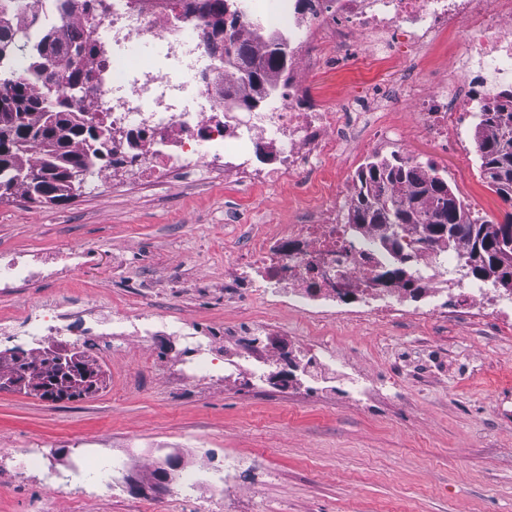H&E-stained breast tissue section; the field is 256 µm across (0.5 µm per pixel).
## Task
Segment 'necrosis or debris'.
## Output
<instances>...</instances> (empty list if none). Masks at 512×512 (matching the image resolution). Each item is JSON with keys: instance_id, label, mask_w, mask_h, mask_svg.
<instances>
[{"instance_id": "necrosis-or-debris-1", "label": "necrosis or debris", "mask_w": 512, "mask_h": 512, "mask_svg": "<svg viewBox=\"0 0 512 512\" xmlns=\"http://www.w3.org/2000/svg\"><path fill=\"white\" fill-rule=\"evenodd\" d=\"M266 2L261 11L255 0H244L242 36L254 38L259 28L286 34L303 71L324 57L350 60L405 41L412 56L391 57L397 70L408 60L420 63L441 33L452 32L462 49L464 75L452 85L435 81L412 100L416 126L434 148L471 132L475 114L512 85V0ZM202 23L201 15L174 0H95L76 13L77 32L97 46L90 64L102 75L89 110L110 132L85 149L93 191H106L115 171L136 174L150 185L176 171L208 178L220 173L257 189L328 172L348 144L357 153L402 154L401 132L385 123L402 96L386 93L373 76L364 81V94L343 107L299 109V83L292 78L277 85L270 111H230L219 89L235 83L237 73L202 41ZM137 40L158 42L160 53L144 64H129L127 50ZM106 154L111 164H104ZM361 189L357 178L334 185L300 223L249 238L233 260L237 280L260 287L270 305L297 312L314 330L344 321L387 325L413 319L425 328L440 321L474 323L485 309L501 321L512 320L511 304L458 277L464 244L428 245L419 230L407 229L401 239L407 275L396 276L401 265L382 244L384 227L346 224L339 217L340 207H352ZM90 258L84 250L0 251V295L14 296L21 283L70 277ZM107 324L142 339L150 332L149 323L126 307L16 298L13 314L0 320V375L16 370L19 352L34 372L52 358L96 362L112 348L103 330ZM167 328L183 342L173 379L177 387L219 367L270 377L288 361L267 317L256 313L221 329L190 319Z\"/></svg>"}]
</instances>
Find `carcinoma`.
<instances>
[{
    "label": "carcinoma",
    "mask_w": 512,
    "mask_h": 512,
    "mask_svg": "<svg viewBox=\"0 0 512 512\" xmlns=\"http://www.w3.org/2000/svg\"><path fill=\"white\" fill-rule=\"evenodd\" d=\"M209 15L238 21L236 0H200ZM17 0H0V197L21 194L46 205L63 204L73 198L69 178L89 164L76 145L96 142L106 128L79 119L70 100L61 96L63 86L74 87L94 77L88 68L96 44L86 39L76 43L69 37L73 15L89 6V0H60V13L52 20L33 14L28 24L14 29L8 10ZM225 61L238 76L247 77V87L257 90L276 79L288 77L285 61L292 53L288 39L271 36L264 42L261 60L254 46L232 33ZM28 59L27 71L40 80L36 92L24 79L13 75L19 55ZM512 121V112L496 105L482 113L484 135L478 141L481 169L492 190L512 203V140H500L502 119ZM38 145L39 157L31 162L27 149ZM362 179L369 186L351 214L353 224H397L401 233L387 232L386 247L395 249L408 224H431L438 230L429 236L466 245L465 254L480 248L490 258L498 252L497 225L471 218L463 204L436 172L425 173L417 165L394 166L376 159L366 163Z\"/></svg>",
    "instance_id": "cac0c4a2"
}]
</instances>
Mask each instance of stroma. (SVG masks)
I'll list each match as a JSON object with an SVG mask.
<instances>
[{
  "label": "stroma",
  "mask_w": 512,
  "mask_h": 512,
  "mask_svg": "<svg viewBox=\"0 0 512 512\" xmlns=\"http://www.w3.org/2000/svg\"><path fill=\"white\" fill-rule=\"evenodd\" d=\"M456 53L442 42L423 74L384 75L415 92L440 73L453 82ZM349 69L344 79L327 67L307 72L304 103L357 93L366 69L359 61ZM390 122L406 154L429 163L480 219L499 224L512 213L471 144L434 151L407 107ZM325 197L313 178L248 189L178 175L145 187L131 176L60 205L1 202L0 248L94 255L72 279L19 296L82 297L220 327L242 314L224 302L230 256L251 236L300 222ZM320 342L372 384V402L336 389L302 398L245 374L178 390L169 373L179 347L162 336L130 339L105 358L111 388L55 403L0 390V448H39L48 464L23 487L1 473L0 512H512L511 331L341 323ZM174 455L181 472L195 473L194 490H154L142 460ZM216 457L236 463L232 487L210 466ZM100 464L113 468L111 492L73 472ZM55 474L70 476L68 490Z\"/></svg>",
  "instance_id": "1"
}]
</instances>
